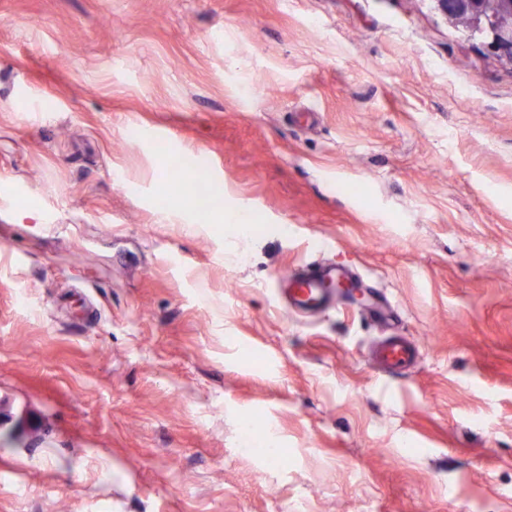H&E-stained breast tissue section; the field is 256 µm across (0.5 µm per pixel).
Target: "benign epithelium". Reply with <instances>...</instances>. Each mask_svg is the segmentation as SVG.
<instances>
[{
  "instance_id": "benign-epithelium-1",
  "label": "benign epithelium",
  "mask_w": 512,
  "mask_h": 512,
  "mask_svg": "<svg viewBox=\"0 0 512 512\" xmlns=\"http://www.w3.org/2000/svg\"><path fill=\"white\" fill-rule=\"evenodd\" d=\"M451 26L476 33L489 53L512 65V0H431Z\"/></svg>"
}]
</instances>
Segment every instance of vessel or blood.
I'll return each mask as SVG.
<instances>
[{
    "label": "vessel or blood",
    "mask_w": 512,
    "mask_h": 512,
    "mask_svg": "<svg viewBox=\"0 0 512 512\" xmlns=\"http://www.w3.org/2000/svg\"><path fill=\"white\" fill-rule=\"evenodd\" d=\"M358 285L353 269L325 260L284 273L278 280L287 310L301 316L335 308L347 298L349 290ZM417 357V348L396 335L382 338L371 353L373 363L387 371L406 369Z\"/></svg>",
    "instance_id": "vessel-or-blood-1"
}]
</instances>
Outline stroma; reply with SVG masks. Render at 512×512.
Masks as SVG:
<instances>
[{
	"label": "stroma",
	"instance_id": "35a3bbf8",
	"mask_svg": "<svg viewBox=\"0 0 512 512\" xmlns=\"http://www.w3.org/2000/svg\"><path fill=\"white\" fill-rule=\"evenodd\" d=\"M326 243L391 322L282 310ZM0 512H512V66L430 0H0ZM417 348L402 336H385L371 353L373 363L382 370L400 371L414 364Z\"/></svg>",
	"mask_w": 512,
	"mask_h": 512
}]
</instances>
